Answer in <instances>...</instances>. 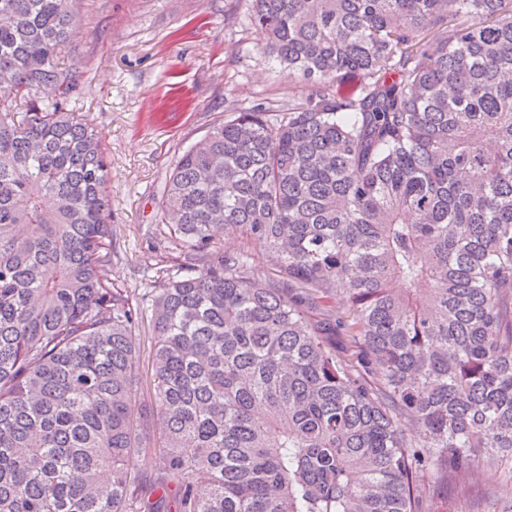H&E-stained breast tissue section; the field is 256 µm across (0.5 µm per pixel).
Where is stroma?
Masks as SVG:
<instances>
[{
    "label": "stroma",
    "mask_w": 512,
    "mask_h": 512,
    "mask_svg": "<svg viewBox=\"0 0 512 512\" xmlns=\"http://www.w3.org/2000/svg\"><path fill=\"white\" fill-rule=\"evenodd\" d=\"M64 63L75 64L76 111L101 130L111 163L112 281L140 300L135 330L139 399L153 388L151 301L174 273L175 244L157 237L163 189L182 152L233 112L304 100L251 25L249 0H77ZM475 492L420 485L421 512H512V484L483 468Z\"/></svg>",
    "instance_id": "obj_1"
}]
</instances>
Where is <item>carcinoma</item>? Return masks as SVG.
<instances>
[{"mask_svg": "<svg viewBox=\"0 0 512 512\" xmlns=\"http://www.w3.org/2000/svg\"><path fill=\"white\" fill-rule=\"evenodd\" d=\"M74 2L0 0V512H420L418 485L512 461V0H250L269 56L316 87L180 156L137 412L107 153L59 62ZM299 288L348 319L310 322ZM236 247H240L242 250L251 255L255 274H257V276H259L262 280L279 281L283 278L284 275L278 268L265 262L262 254L263 251L259 244L255 243L254 241L239 240L236 242Z\"/></svg>", "mask_w": 512, "mask_h": 512, "instance_id": "obj_1", "label": "carcinoma"}]
</instances>
